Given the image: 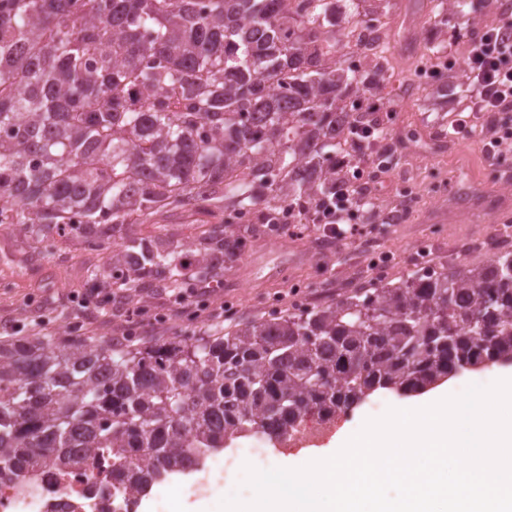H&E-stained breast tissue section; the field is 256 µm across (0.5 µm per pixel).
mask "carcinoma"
<instances>
[{
    "instance_id": "cac0c4a2",
    "label": "carcinoma",
    "mask_w": 512,
    "mask_h": 512,
    "mask_svg": "<svg viewBox=\"0 0 512 512\" xmlns=\"http://www.w3.org/2000/svg\"><path fill=\"white\" fill-rule=\"evenodd\" d=\"M348 2L365 30L387 16ZM343 41L336 0H0V225L84 239L118 288L221 279L247 245L231 218L304 217L366 153L346 99L376 95L382 65L343 66ZM174 210L203 236L129 233ZM483 358L512 359L511 248L207 336L0 343V476L102 455L144 493L229 441L282 442Z\"/></svg>"
}]
</instances>
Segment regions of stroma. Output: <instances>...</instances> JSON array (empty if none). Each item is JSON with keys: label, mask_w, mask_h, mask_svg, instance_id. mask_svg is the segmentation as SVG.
Masks as SVG:
<instances>
[{"label": "stroma", "mask_w": 512, "mask_h": 512, "mask_svg": "<svg viewBox=\"0 0 512 512\" xmlns=\"http://www.w3.org/2000/svg\"><path fill=\"white\" fill-rule=\"evenodd\" d=\"M436 2L391 0L389 5L390 69L372 105L391 129L399 162L368 179L377 202L368 222L369 240H338L317 249L308 244L319 234L314 224L307 225L299 238L278 233L250 236L237 261L225 270L223 287L212 291L213 300L233 309L225 327L294 312L289 302L293 280L312 286L317 306L348 294L353 278L371 286L397 283L414 270L415 254L422 246L429 249V262L436 267L486 260L490 250L485 239L492 227L512 224V143L494 159L485 157L474 137L442 145L440 134L462 105L457 89L465 76L454 69L421 80L415 54L430 44L437 58H460L495 17L498 4L489 0L474 19L463 22L452 14L447 24L436 27L429 22ZM368 243L390 256L392 265L385 277L375 276L368 265ZM104 265V254L82 239L41 242L19 225L1 224L0 341L19 335L50 336L60 343L103 339L118 347L214 330V323L206 319L189 322L170 315L171 292L166 288L142 292L136 300L114 291L99 319H83L69 295L88 292L90 273L102 272ZM141 308L166 313L167 318L148 329L138 327L130 313ZM329 442L325 436L285 456L279 446L254 437L233 441L224 449V486L207 495L210 512H217L229 495L251 497V488L242 482L244 464L266 469L285 458L297 463Z\"/></svg>", "instance_id": "1"}]
</instances>
